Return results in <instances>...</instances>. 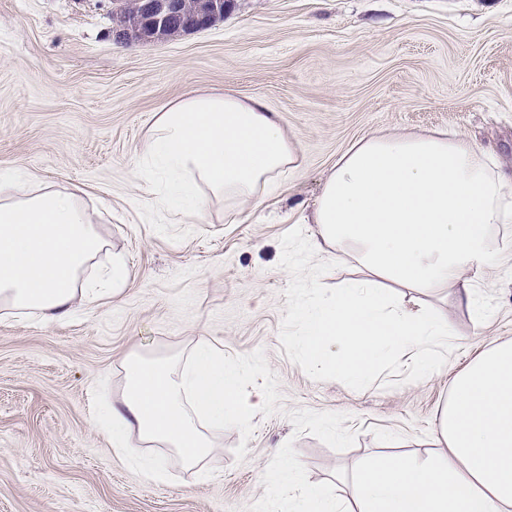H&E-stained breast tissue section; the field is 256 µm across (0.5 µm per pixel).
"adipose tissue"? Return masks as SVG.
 Masks as SVG:
<instances>
[{
    "label": "adipose tissue",
    "instance_id": "ef3b65f1",
    "mask_svg": "<svg viewBox=\"0 0 512 512\" xmlns=\"http://www.w3.org/2000/svg\"><path fill=\"white\" fill-rule=\"evenodd\" d=\"M299 159L262 98L189 90L156 113L139 176L155 182L160 202L193 219L216 201L259 203ZM99 218L74 192L1 173L0 311L53 322L72 314L76 298L91 310L117 293L121 260L103 279L78 280L104 247ZM308 221L315 251L353 256L369 275L404 288L457 287L480 317L466 274L498 266L492 233L512 224V175L458 132L368 134L329 169ZM127 377L121 403L107 411L115 446L135 431L175 449L190 468L212 450L197 416L245 424L260 409L203 338L187 366L134 360ZM437 433L445 450L435 458L357 461V512H512V343L487 350L456 377Z\"/></svg>",
    "mask_w": 512,
    "mask_h": 512
}]
</instances>
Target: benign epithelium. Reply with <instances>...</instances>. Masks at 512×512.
Listing matches in <instances>:
<instances>
[{
    "label": "benign epithelium",
    "mask_w": 512,
    "mask_h": 512,
    "mask_svg": "<svg viewBox=\"0 0 512 512\" xmlns=\"http://www.w3.org/2000/svg\"><path fill=\"white\" fill-rule=\"evenodd\" d=\"M123 9H130V19L112 29V37L129 43L130 29L142 35H155L173 23L181 32L202 31L224 18V0H123Z\"/></svg>",
    "instance_id": "obj_1"
}]
</instances>
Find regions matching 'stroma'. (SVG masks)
<instances>
[{
  "instance_id": "1",
  "label": "stroma",
  "mask_w": 512,
  "mask_h": 512,
  "mask_svg": "<svg viewBox=\"0 0 512 512\" xmlns=\"http://www.w3.org/2000/svg\"><path fill=\"white\" fill-rule=\"evenodd\" d=\"M112 9L0 0V171L106 205L97 265L118 257L128 269L94 313L0 316V512H280L288 486L261 477L279 456L337 496L386 438L400 454L434 456L455 377L512 341V224L494 230L497 269L468 274L484 318L458 308L450 287L396 290L401 306L447 317L444 367L362 391L288 359L279 239L370 133L460 131L512 173V0H230L209 29L130 44L113 40ZM190 89L259 96L279 112L300 165L262 204L230 217L215 204L189 220L137 179L156 112ZM202 337L262 409L245 425H206L214 451L192 469L170 448L114 447L99 412L121 402L127 361L183 366ZM156 462L160 481L144 472Z\"/></svg>"
}]
</instances>
